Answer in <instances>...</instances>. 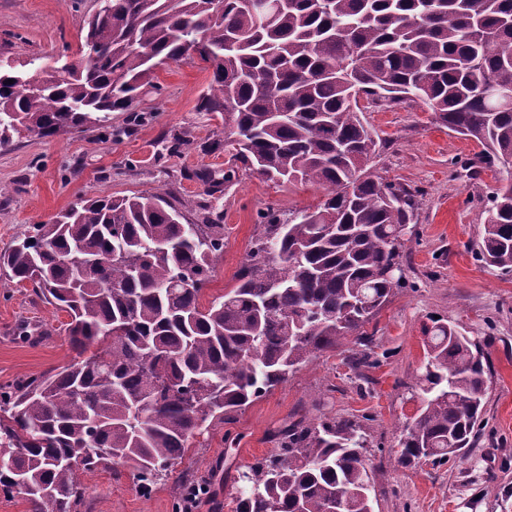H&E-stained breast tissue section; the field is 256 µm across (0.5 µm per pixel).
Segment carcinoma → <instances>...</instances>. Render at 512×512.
<instances>
[{
  "mask_svg": "<svg viewBox=\"0 0 512 512\" xmlns=\"http://www.w3.org/2000/svg\"><path fill=\"white\" fill-rule=\"evenodd\" d=\"M78 64L33 72L0 58V145L102 126L154 86L155 64L197 56L213 69L205 112L240 134L237 160L270 178L324 190L284 224H265L235 288L201 305L224 254L206 211L182 223L155 195L81 200L0 254L17 285L68 313L80 360L0 383V491L32 512H77L80 476L129 467L140 491L175 473L193 441L353 336L352 368L375 367L364 330L401 277L412 193L372 177L376 141L359 95L415 97L500 167L478 257L512 271V0H280L257 21L247 0H100ZM13 83H7V80ZM81 257L104 260L83 276ZM423 407L401 433L398 462L448 461L479 438L490 368L479 343L433 321ZM90 356H85V353ZM365 434L354 420L302 418L235 480L236 512H373Z\"/></svg>",
  "mask_w": 512,
  "mask_h": 512,
  "instance_id": "carcinoma-1",
  "label": "carcinoma"
}]
</instances>
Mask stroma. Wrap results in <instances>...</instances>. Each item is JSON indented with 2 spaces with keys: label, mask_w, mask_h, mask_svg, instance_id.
<instances>
[{
  "label": "stroma",
  "mask_w": 512,
  "mask_h": 512,
  "mask_svg": "<svg viewBox=\"0 0 512 512\" xmlns=\"http://www.w3.org/2000/svg\"><path fill=\"white\" fill-rule=\"evenodd\" d=\"M96 6V0H0V54L19 64L37 57L77 60ZM211 77L200 59L174 62L128 111L112 113L107 127L44 139L23 133L0 146V185L7 189L0 196V252L78 199L159 193L176 204L198 199L213 179L220 183L214 204L224 213V254L203 299L234 288L266 216L286 221L323 193L268 179L235 160L223 113L198 108ZM359 108L377 143L371 173L416 193L402 248L406 285L365 326L379 364L350 371L343 357L360 347L345 340L341 350L313 357L238 412L231 426L199 437L178 465L212 476L199 512H233L232 485L241 467L272 453L274 432L304 416L362 425L374 512H512V271L476 255L499 171L479 164V145L435 121L421 101L363 96ZM436 318L459 326L485 352L491 377L483 428L463 458L403 467L395 454L403 424L421 403L417 378L426 330ZM68 321L66 312L34 296L31 285L16 286L0 273V382L72 363ZM23 322L43 328V335L13 336ZM83 484L82 512H175L183 495L172 481L142 493L126 467L117 475L96 470Z\"/></svg>",
  "instance_id": "35a3bbf8"
}]
</instances>
